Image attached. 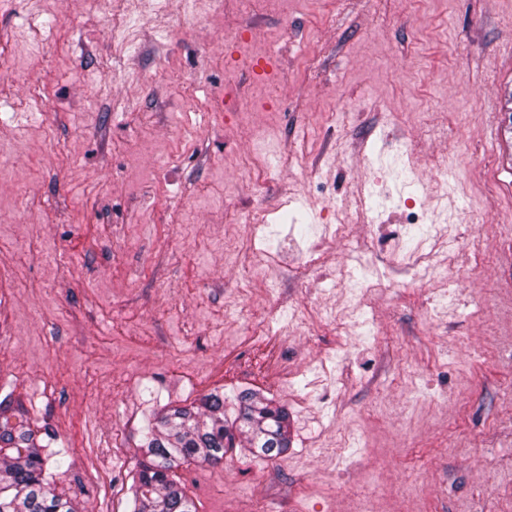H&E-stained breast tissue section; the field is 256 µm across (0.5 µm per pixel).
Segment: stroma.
<instances>
[{
    "mask_svg": "<svg viewBox=\"0 0 512 512\" xmlns=\"http://www.w3.org/2000/svg\"><path fill=\"white\" fill-rule=\"evenodd\" d=\"M229 75L271 108L211 113ZM511 94L512 0L0 6V400L57 492L129 512L156 414L249 390L288 454L182 465L197 512H512ZM254 156L292 161L262 195Z\"/></svg>",
    "mask_w": 512,
    "mask_h": 512,
    "instance_id": "obj_1",
    "label": "stroma"
}]
</instances>
